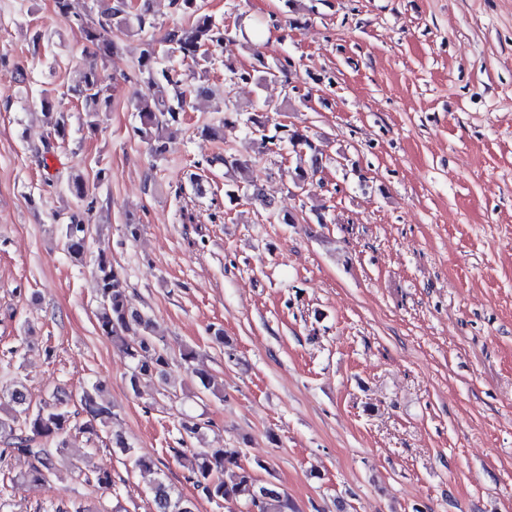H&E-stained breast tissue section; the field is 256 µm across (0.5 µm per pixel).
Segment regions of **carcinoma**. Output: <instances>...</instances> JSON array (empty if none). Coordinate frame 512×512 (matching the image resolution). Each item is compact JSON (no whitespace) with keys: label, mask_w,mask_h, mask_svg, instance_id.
<instances>
[{"label":"carcinoma","mask_w":512,"mask_h":512,"mask_svg":"<svg viewBox=\"0 0 512 512\" xmlns=\"http://www.w3.org/2000/svg\"><path fill=\"white\" fill-rule=\"evenodd\" d=\"M177 9L193 17V24L187 28L174 27L167 31L158 43L146 42L138 58V72L144 88L136 91L132 105L138 112L140 126L137 132L150 145L153 154L162 158L168 151V130L170 124L179 120L191 98L208 97L211 88L204 84L183 83L181 73L162 63L165 55L178 54L181 62L193 66L208 57L211 47L221 42L215 18L207 13L200 0H174ZM126 0H113L104 9V14L118 27H124L134 36L136 31L126 18ZM76 24L87 46L93 48L92 56L105 58L112 54L115 45L108 37L103 25H96L80 17ZM70 96L83 106L86 123L95 128L100 114L109 111L111 101L106 95L101 72L97 63L89 64L74 83L69 86ZM42 114L52 124L58 138L68 133V118L62 112L54 111L51 94L44 95L41 101ZM292 148L307 149L310 165H297L292 174V183L312 185L319 168L321 157L316 147L304 131L294 128L287 134ZM224 168L235 175L234 186L226 191L233 201L238 193L251 186L249 180V160L240 155L222 158ZM91 226L76 216L60 230L62 245L69 256L77 263L84 261ZM95 278L98 288V306L95 317L101 333L112 343L126 351L131 360L127 378L129 389L138 393L142 382L154 378L166 379L169 356L166 348L157 341L148 317L130 308L126 295V279L116 268L107 253L99 251L95 261ZM136 336L138 342L131 345L127 337ZM182 360L199 381L201 392L215 397L224 394L223 382L216 379L206 368L195 365L198 354L193 349L182 352ZM101 385L82 391L80 402L88 415L83 429L96 431L106 426L113 418L112 404L100 398ZM71 412L68 400L54 397L50 403L38 407L31 404L24 388L14 387L0 395V458L13 456L30 462V469L20 473L34 483L44 482L56 469L57 457L66 447L64 435L70 427ZM113 447L121 453L133 457L140 469L152 472L155 461L147 456H132L130 447L120 437L112 440ZM182 466L187 470V480L200 489L212 501H222L231 505L246 495L249 498V512H292L293 505L288 496L273 483H262L252 468L242 464L241 451L237 448L192 449L179 454ZM233 470L232 480L222 478V472ZM155 512H195L191 500L182 495H173L171 487L161 480L151 487Z\"/></svg>","instance_id":"cac0c4a2"}]
</instances>
